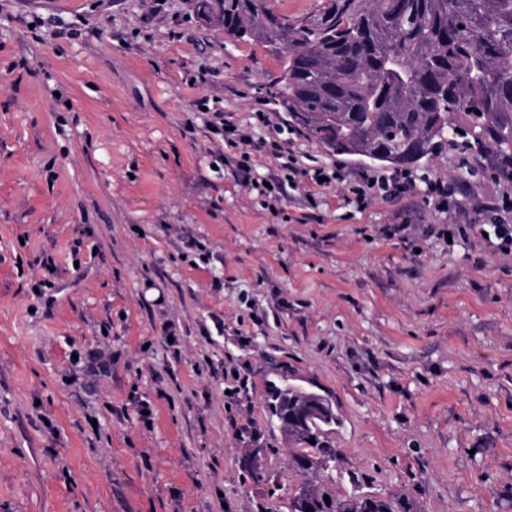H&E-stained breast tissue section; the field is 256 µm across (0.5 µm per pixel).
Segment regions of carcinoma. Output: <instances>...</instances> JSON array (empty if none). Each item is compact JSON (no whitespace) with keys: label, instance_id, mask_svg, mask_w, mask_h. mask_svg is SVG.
Listing matches in <instances>:
<instances>
[{"label":"carcinoma","instance_id":"1","mask_svg":"<svg viewBox=\"0 0 512 512\" xmlns=\"http://www.w3.org/2000/svg\"><path fill=\"white\" fill-rule=\"evenodd\" d=\"M363 2L345 23L351 0H330L315 25L293 23L265 0H199L198 10L229 35L287 54L282 107L327 152L415 167L462 138L483 155L493 181L512 184V0ZM286 394L301 398L285 376L268 382L275 426ZM329 433L322 422L288 430L298 446L296 473L316 472L336 456ZM288 512H417V505L403 495L338 497L303 486Z\"/></svg>","mask_w":512,"mask_h":512}]
</instances>
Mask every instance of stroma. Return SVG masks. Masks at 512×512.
<instances>
[{
    "mask_svg": "<svg viewBox=\"0 0 512 512\" xmlns=\"http://www.w3.org/2000/svg\"><path fill=\"white\" fill-rule=\"evenodd\" d=\"M196 4L0 0V512H287L284 366L334 404L336 496L512 512V254L476 209L512 185L445 148L465 212L351 203L386 166L310 140L285 54ZM218 111L344 181L240 169ZM287 377L282 376L279 380L269 381L267 384V408L269 412V418L273 425L280 431L284 432V427H278V421L281 418V414L287 405L286 399L283 397L288 391V395L295 397L296 399L301 398V394L297 393L293 389H289L286 385ZM280 428V429H279Z\"/></svg>",
    "mask_w": 512,
    "mask_h": 512,
    "instance_id": "obj_1",
    "label": "stroma"
}]
</instances>
